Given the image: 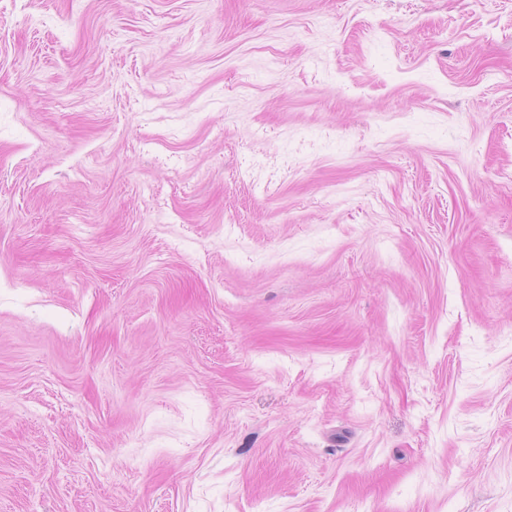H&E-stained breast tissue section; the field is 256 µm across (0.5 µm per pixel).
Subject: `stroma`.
I'll return each instance as SVG.
<instances>
[{"mask_svg": "<svg viewBox=\"0 0 512 512\" xmlns=\"http://www.w3.org/2000/svg\"><path fill=\"white\" fill-rule=\"evenodd\" d=\"M0 512H512V0H0Z\"/></svg>", "mask_w": 512, "mask_h": 512, "instance_id": "1", "label": "stroma"}]
</instances>
